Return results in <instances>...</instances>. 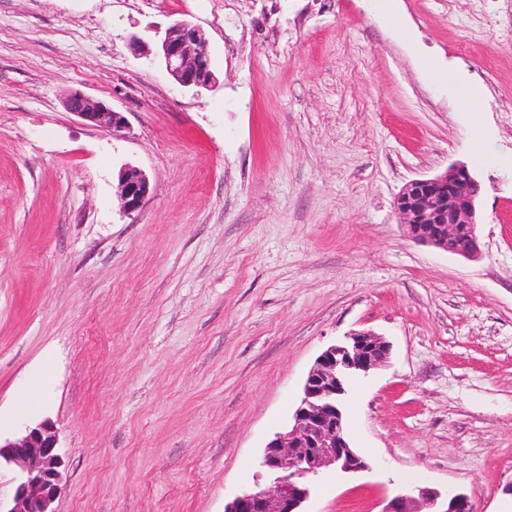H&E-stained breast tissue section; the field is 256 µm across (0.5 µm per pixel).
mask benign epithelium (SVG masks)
I'll list each match as a JSON object with an SVG mask.
<instances>
[{"mask_svg":"<svg viewBox=\"0 0 512 512\" xmlns=\"http://www.w3.org/2000/svg\"><path fill=\"white\" fill-rule=\"evenodd\" d=\"M155 60L185 91L196 96L216 88L207 41L198 26L187 19L155 31ZM68 111L94 126L118 129L124 116L104 102L81 92L66 100ZM123 212L138 211L149 193V181L137 167L119 170ZM482 184L464 163L443 173L409 181L399 192L395 207L409 237L467 259L481 254L477 234V202ZM465 239L467 248L456 250L448 242ZM389 345L371 331L351 334L329 346L315 360L303 386L287 430L266 445L261 466L269 485L249 490L229 502L224 512H302V506L322 474L334 468L344 473L366 467L347 439L342 396L347 381L379 368L388 358ZM56 430L48 421L15 437L0 439V468L15 473L10 501H0V512H55L53 504L62 490V457ZM414 496H396L382 512H474L464 492L441 494L418 486Z\"/></svg>","mask_w":512,"mask_h":512,"instance_id":"7a95c632","label":"benign epithelium"}]
</instances>
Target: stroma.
<instances>
[{"instance_id":"1","label":"stroma","mask_w":512,"mask_h":512,"mask_svg":"<svg viewBox=\"0 0 512 512\" xmlns=\"http://www.w3.org/2000/svg\"><path fill=\"white\" fill-rule=\"evenodd\" d=\"M179 18L208 41L199 97L131 43ZM456 162L483 189L475 260L394 207ZM126 163L150 183L129 215ZM362 329L390 344L344 405L369 468L326 472L305 512L416 485L512 512V0H0V435L53 423L55 512H224ZM66 108L90 125L118 129L124 124V116L120 112L81 92H75L67 98Z\"/></svg>"}]
</instances>
